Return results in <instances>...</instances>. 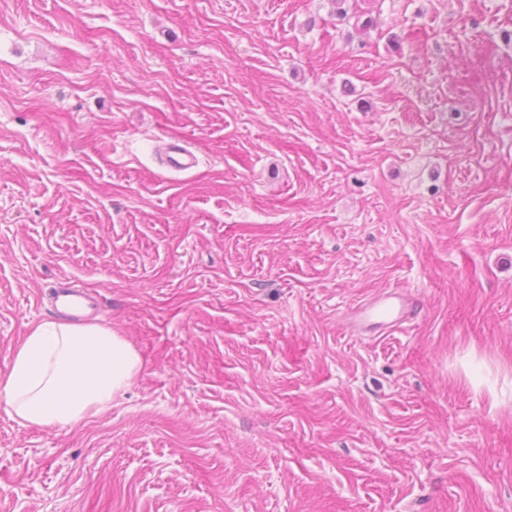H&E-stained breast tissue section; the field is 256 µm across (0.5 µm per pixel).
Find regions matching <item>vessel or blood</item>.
I'll return each mask as SVG.
<instances>
[{"label": "vessel or blood", "instance_id": "obj_1", "mask_svg": "<svg viewBox=\"0 0 512 512\" xmlns=\"http://www.w3.org/2000/svg\"><path fill=\"white\" fill-rule=\"evenodd\" d=\"M51 298L59 309L83 311L98 304L95 295L67 286L62 278L55 283ZM413 315V296L405 291L393 290L358 304L351 312L349 328L356 335L371 329L391 333L409 322Z\"/></svg>", "mask_w": 512, "mask_h": 512}]
</instances>
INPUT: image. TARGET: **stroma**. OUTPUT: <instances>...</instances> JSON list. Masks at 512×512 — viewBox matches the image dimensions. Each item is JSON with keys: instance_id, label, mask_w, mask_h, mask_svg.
I'll use <instances>...</instances> for the list:
<instances>
[{"instance_id": "1", "label": "stroma", "mask_w": 512, "mask_h": 512, "mask_svg": "<svg viewBox=\"0 0 512 512\" xmlns=\"http://www.w3.org/2000/svg\"><path fill=\"white\" fill-rule=\"evenodd\" d=\"M356 14L0 0V374L62 276L143 359L0 512H512V0ZM414 298L408 292L393 290L358 304L351 312L349 328L360 335L370 329L392 333L414 316Z\"/></svg>"}]
</instances>
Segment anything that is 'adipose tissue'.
I'll use <instances>...</instances> for the list:
<instances>
[{
  "label": "adipose tissue",
  "mask_w": 512,
  "mask_h": 512,
  "mask_svg": "<svg viewBox=\"0 0 512 512\" xmlns=\"http://www.w3.org/2000/svg\"><path fill=\"white\" fill-rule=\"evenodd\" d=\"M143 361L132 344L98 324L42 322L16 347L0 398L20 424L69 425L105 411Z\"/></svg>",
  "instance_id": "1"
}]
</instances>
